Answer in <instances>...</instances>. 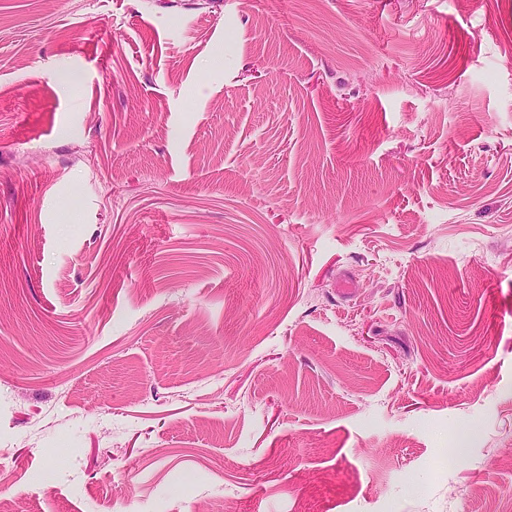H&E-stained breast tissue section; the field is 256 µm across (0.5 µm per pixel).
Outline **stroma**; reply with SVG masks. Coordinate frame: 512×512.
<instances>
[{"label": "stroma", "instance_id": "35a3bbf8", "mask_svg": "<svg viewBox=\"0 0 512 512\" xmlns=\"http://www.w3.org/2000/svg\"><path fill=\"white\" fill-rule=\"evenodd\" d=\"M0 453L13 512H507L512 0H0Z\"/></svg>", "mask_w": 512, "mask_h": 512}]
</instances>
